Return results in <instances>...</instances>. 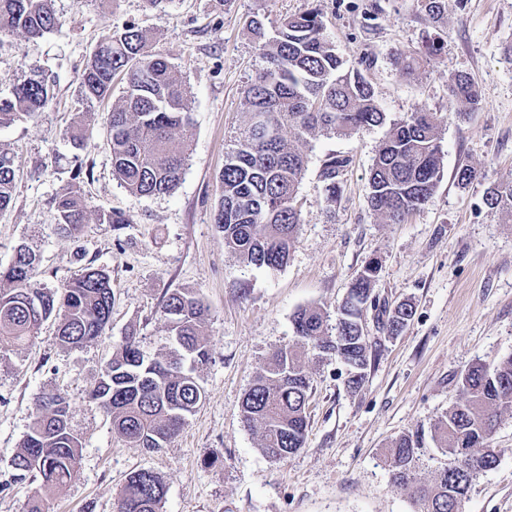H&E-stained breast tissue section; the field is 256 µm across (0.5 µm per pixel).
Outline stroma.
Returning <instances> with one entry per match:
<instances>
[{
  "mask_svg": "<svg viewBox=\"0 0 512 512\" xmlns=\"http://www.w3.org/2000/svg\"><path fill=\"white\" fill-rule=\"evenodd\" d=\"M445 6L434 19L423 0H170L162 13L145 0H53L58 30L34 42L0 35L1 95L32 64L57 82L44 112L0 126V149L20 163L13 204L0 214V265L25 244L40 256L46 288L60 289L92 266L110 275L113 293L111 322L87 345L61 346L50 322L33 345L0 341V512H27L33 486L13 481L10 463L36 397L49 391L67 398L82 448L75 477L46 496L44 512H116L127 476L141 469L163 481V512H417L384 465L387 448L400 435L419 437L417 472L430 480L446 462L433 425L457 399L460 374L512 355V219L485 202L490 187L512 183V0ZM312 9L388 119L423 109L443 115V175L427 203L403 223L385 224L368 200L383 128L311 138L288 263L279 270L249 266L225 247L213 221L217 176L248 110L244 89L262 65L247 23L261 20L272 36L286 18ZM130 22L146 30L149 52L164 56L188 90L190 157L169 195L137 196L120 185L105 122L81 150L65 135L87 60ZM401 51L418 60L414 74L404 72ZM454 74L479 87L477 111L449 108ZM333 153L349 164L331 204L321 170ZM465 165L478 175L462 185L456 173ZM75 175L90 213L112 209L125 223L93 218L78 237L59 234L53 199ZM372 259L379 264L375 296L390 307L411 302V321L388 336L374 310L365 311L375 360L355 392L344 385L340 360L307 351L313 394L305 444L286 460L267 458L258 432L241 419L245 393L274 351L296 343L294 312L316 305L335 315ZM174 288L198 293L210 310L203 332L211 356L194 371L205 401L177 437L150 452L117 435L90 393L125 336L135 335L148 358L170 353L162 305ZM494 444L505 454L474 479L463 512H512V410L501 415Z\"/></svg>",
  "mask_w": 512,
  "mask_h": 512,
  "instance_id": "1",
  "label": "stroma"
}]
</instances>
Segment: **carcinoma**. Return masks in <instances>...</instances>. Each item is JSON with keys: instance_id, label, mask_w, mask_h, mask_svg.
<instances>
[{"instance_id": "1", "label": "carcinoma", "mask_w": 512, "mask_h": 512, "mask_svg": "<svg viewBox=\"0 0 512 512\" xmlns=\"http://www.w3.org/2000/svg\"><path fill=\"white\" fill-rule=\"evenodd\" d=\"M52 0H0V33L41 38L61 25ZM249 30L260 44L265 66L247 84L246 119L233 136L224 168L219 173L220 197L214 224L224 245L246 263L269 269L287 264L300 224L299 184L309 157L308 138L316 133L352 135L373 127L385 129L369 177V203L385 224H399L425 204L440 180L441 118L420 110L390 120L375 101L370 83L344 66L336 46L325 33L316 11L284 20L277 35L266 37L262 24ZM147 32L134 23L111 33L98 45L80 77L81 100L90 105L112 97L120 79L118 99L104 117L113 174L132 194L158 196L177 188L187 166L192 126L187 89L172 64L145 50ZM53 81L36 67L0 96V126L43 111L52 98ZM450 106L475 109L481 104L476 84L463 74L448 78ZM95 113L79 111L80 132L70 135L74 148L85 146ZM290 137H285L284 132ZM348 159H325L321 176L327 200L336 201V177ZM18 162L0 150V213L14 199ZM75 172L73 181L54 198L58 228L67 235L81 232L89 221ZM487 204L512 217V185L487 191ZM377 266L368 261L338 308L329 328L322 308L298 309L292 318L302 346L334 353L347 366V389L365 382L373 345L361 335L363 312L378 310V328L397 336L413 317V307L378 304L373 295ZM38 258L27 245L15 250L0 268V338L19 346L35 342L44 323L56 324L61 345L81 347L104 334L112 316V281L103 270L87 267L80 277L53 291L37 280ZM163 315L179 346L165 361L147 360L133 335L124 337L112 353L92 392L112 417V429L129 442L158 451L181 431L196 412L205 392L187 358L196 364L210 359L202 327L209 309L194 292L178 288L168 293ZM312 377L295 347L281 348L256 376L245 393L240 413L247 427L260 433V450L280 461L304 447ZM512 408V356L494 366L475 364L459 378V398L433 426L432 438L447 457L431 481L416 474L418 442L408 435L396 438L386 464L397 487L420 505V512H462L473 480L496 468L506 452L493 446L500 414ZM80 439L68 424V403L59 393L35 400V415L20 451L12 460L14 480L39 481L28 512H43V497L74 478ZM166 496L160 477L138 470L125 480L118 512H162Z\"/></svg>"}]
</instances>
